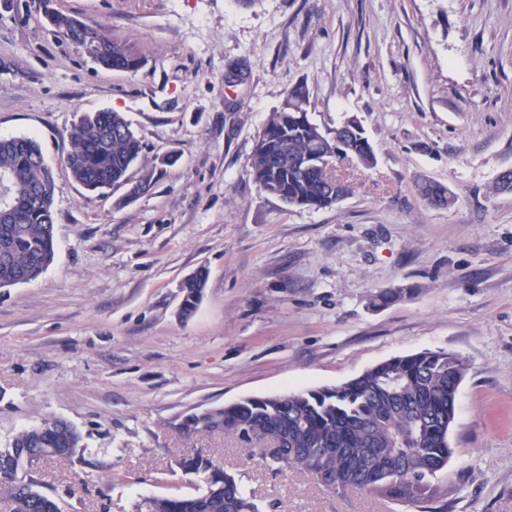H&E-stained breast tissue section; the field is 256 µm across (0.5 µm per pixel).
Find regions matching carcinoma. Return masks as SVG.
<instances>
[{
	"label": "carcinoma",
	"mask_w": 512,
	"mask_h": 512,
	"mask_svg": "<svg viewBox=\"0 0 512 512\" xmlns=\"http://www.w3.org/2000/svg\"><path fill=\"white\" fill-rule=\"evenodd\" d=\"M39 0L45 22L58 36L83 47L107 70L134 72L142 59L112 38L106 27H91ZM308 103L303 88L288 91L257 135L250 175L258 189L290 206L322 209L341 201L348 184L336 189L327 174L339 158L376 165L373 149L359 133L325 130L309 118L295 119L289 108ZM72 149L63 158L76 183L88 192L125 184L130 167L144 153L142 141L121 112H85L70 132ZM55 177L36 138H0V288L29 283L53 262ZM199 271L182 291L202 295ZM465 361L448 351H421L385 360L340 385L268 397H250L198 416L185 417L188 432L222 431L243 442L280 438L286 454L272 457L281 468L311 471L337 493L368 491L393 501L434 500L432 479L443 471L454 449L449 430ZM51 448L58 458L82 457L80 432L59 419L38 430L17 433L0 448V502L9 512H60L57 499L27 477L25 457ZM184 470L203 486L192 494L155 497L136 512H261L241 479L219 461L192 456ZM224 477H217V473Z\"/></svg>",
	"instance_id": "obj_1"
}]
</instances>
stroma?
Returning a JSON list of instances; mask_svg holds the SVG:
<instances>
[{"label":"stroma","mask_w":512,"mask_h":512,"mask_svg":"<svg viewBox=\"0 0 512 512\" xmlns=\"http://www.w3.org/2000/svg\"><path fill=\"white\" fill-rule=\"evenodd\" d=\"M34 0H0V136H33L55 173V259L0 288V448L51 418L84 459L29 467L63 512H134L194 492L176 462L220 458L262 512H418L267 468L259 448L183 433V416L339 385L424 350L464 357L434 480L448 512H512V0H55L143 65L106 71L53 36ZM333 129L357 119L377 158L335 165L351 191L291 207L248 174L287 92ZM125 114L146 146L130 181L86 193L62 159L86 112ZM173 154L171 166L156 157ZM446 186L447 208L419 194ZM207 281L196 312L181 283ZM404 289L383 307L380 290ZM205 282H206L205 275L201 271L196 272L195 274H193L192 276H190L189 278H187L184 281V283L182 285V292L184 293L185 291H188V294H189L188 297H187V294H184V297L181 302L182 308L185 305L186 298H187L186 301L189 304V306L183 308L182 315L184 317H186V318L190 317L195 312V310L198 306L199 300H197V302H194V301L190 300L189 298L195 294H197L198 297L201 298L203 289L205 287Z\"/></svg>","instance_id":"stroma-1"}]
</instances>
